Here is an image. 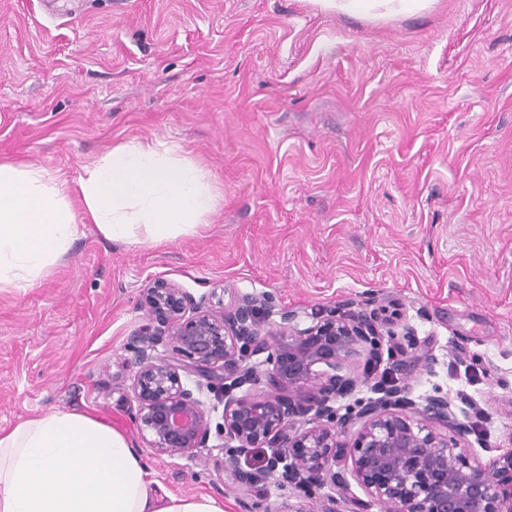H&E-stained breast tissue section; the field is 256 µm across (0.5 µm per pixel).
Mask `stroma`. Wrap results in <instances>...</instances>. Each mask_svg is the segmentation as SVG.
<instances>
[{
	"instance_id": "35a3bbf8",
	"label": "stroma",
	"mask_w": 512,
	"mask_h": 512,
	"mask_svg": "<svg viewBox=\"0 0 512 512\" xmlns=\"http://www.w3.org/2000/svg\"><path fill=\"white\" fill-rule=\"evenodd\" d=\"M131 141L197 163L221 203L162 243L85 225L39 286L0 290V428L86 412L173 493L327 512L330 488L281 471L242 484L223 449L145 447L126 346L164 279L303 327L394 305L410 398L491 415L485 441L461 442L469 460L512 450V0L382 17L320 0H0V162L71 184Z\"/></svg>"
}]
</instances>
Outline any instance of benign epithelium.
I'll use <instances>...</instances> for the list:
<instances>
[{
    "label": "benign epithelium",
    "mask_w": 512,
    "mask_h": 512,
    "mask_svg": "<svg viewBox=\"0 0 512 512\" xmlns=\"http://www.w3.org/2000/svg\"><path fill=\"white\" fill-rule=\"evenodd\" d=\"M142 306L149 324L128 343L127 363L134 421L148 447L173 457H195L208 447L211 408L202 395L217 386L223 423L216 435L231 463L267 448L269 471L281 467L312 492L336 481L337 435L355 427V474L380 512H512V484L502 480L512 471V451L472 463L431 429L439 420L465 434L448 397L417 405L402 384L337 415V399L360 384L378 390L379 382L329 376L316 366L334 370L363 343L397 339L395 329L378 326L385 308L349 315L325 309L300 329L291 314L269 321L253 298L227 314L223 301H197L167 280L144 289ZM160 344L173 355L158 354ZM261 354L263 361L251 362ZM246 384L262 386L263 396L236 395Z\"/></svg>",
    "instance_id": "1"
}]
</instances>
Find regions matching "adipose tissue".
<instances>
[{
  "label": "adipose tissue",
  "mask_w": 512,
  "mask_h": 512,
  "mask_svg": "<svg viewBox=\"0 0 512 512\" xmlns=\"http://www.w3.org/2000/svg\"><path fill=\"white\" fill-rule=\"evenodd\" d=\"M73 189L82 211L69 203ZM219 201L199 165L150 143L113 147L72 188L43 169L0 163V289L43 280L80 222L113 241L160 243L193 230ZM0 512H224V502L166 490L124 433L55 409L0 430Z\"/></svg>",
  "instance_id": "1"
}]
</instances>
